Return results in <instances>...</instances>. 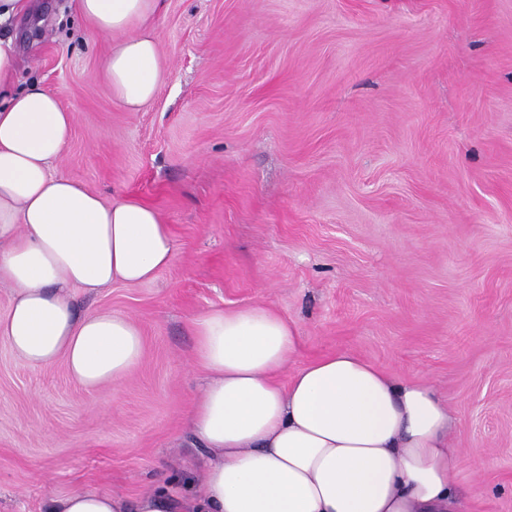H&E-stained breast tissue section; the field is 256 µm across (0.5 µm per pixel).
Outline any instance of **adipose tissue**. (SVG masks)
<instances>
[{
  "instance_id": "obj_1",
  "label": "adipose tissue",
  "mask_w": 512,
  "mask_h": 512,
  "mask_svg": "<svg viewBox=\"0 0 512 512\" xmlns=\"http://www.w3.org/2000/svg\"><path fill=\"white\" fill-rule=\"evenodd\" d=\"M159 3H73L89 33L110 39L102 72L129 112L168 76ZM18 70L14 40L0 38V285L11 291L0 339L23 364L64 362L78 385L97 390L139 364L141 332L121 314L78 313L70 292L153 281L173 260V238L148 203L107 202L52 172L73 116L54 92L18 88ZM192 332L193 361L208 374L187 417L210 455L197 492L77 491L53 499L50 512H460L452 476L463 455L430 383L349 351L301 361L296 327L263 306L205 311Z\"/></svg>"
}]
</instances>
